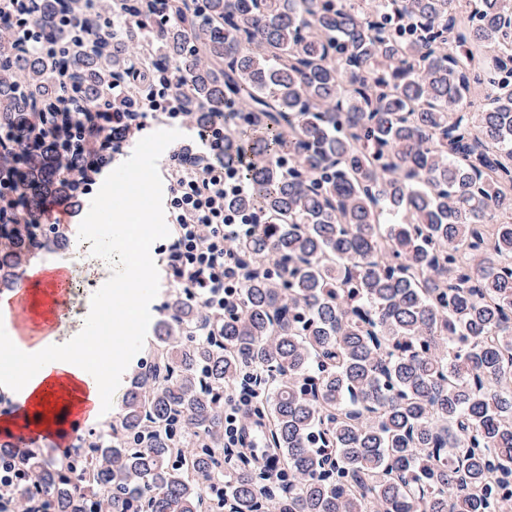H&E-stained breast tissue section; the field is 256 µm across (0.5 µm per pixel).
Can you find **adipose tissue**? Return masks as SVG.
<instances>
[{
	"mask_svg": "<svg viewBox=\"0 0 512 512\" xmlns=\"http://www.w3.org/2000/svg\"><path fill=\"white\" fill-rule=\"evenodd\" d=\"M103 348L81 336H34L30 344L0 349V389L14 401L29 404L27 423L63 425L76 407L86 401L93 407L89 420L99 418L98 408L112 387L111 374L86 378L88 364L102 357Z\"/></svg>",
	"mask_w": 512,
	"mask_h": 512,
	"instance_id": "1",
	"label": "adipose tissue"
}]
</instances>
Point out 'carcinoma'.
<instances>
[{"instance_id":"cac0c4a2","label":"carcinoma","mask_w":512,"mask_h":512,"mask_svg":"<svg viewBox=\"0 0 512 512\" xmlns=\"http://www.w3.org/2000/svg\"><path fill=\"white\" fill-rule=\"evenodd\" d=\"M0 0V130L112 102L152 50L179 109L252 157L227 205L265 224L235 245L242 305L216 328L175 292L118 418L25 468L53 512H512V0ZM487 89L485 101L471 87ZM66 97L69 109L56 101ZM17 209L78 195L79 137L19 142ZM0 237V288L65 232ZM263 372L249 451L224 471V389Z\"/></svg>"}]
</instances>
